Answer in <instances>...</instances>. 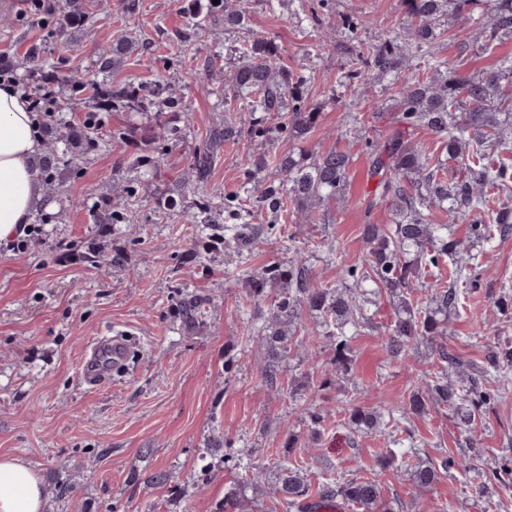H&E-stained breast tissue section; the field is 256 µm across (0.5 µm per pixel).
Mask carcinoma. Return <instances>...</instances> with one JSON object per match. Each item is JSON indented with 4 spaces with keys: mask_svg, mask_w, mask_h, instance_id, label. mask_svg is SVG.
<instances>
[{
    "mask_svg": "<svg viewBox=\"0 0 512 512\" xmlns=\"http://www.w3.org/2000/svg\"><path fill=\"white\" fill-rule=\"evenodd\" d=\"M472 2L400 0L408 28L380 44L360 49L353 77L367 81L379 74L410 68L416 54L434 39L439 16L449 11L462 17ZM188 15L196 27L218 22L226 31L245 21V10L230 0H218L216 4L213 0H190ZM484 34L488 46L502 35H512V0H495ZM133 46L131 41L112 44L99 57L96 75L72 79L70 90L75 96L94 99L96 113L120 110L144 115L149 121L139 128L143 138L170 140L179 129L163 123L161 116L175 108L172 100L160 97L149 86L111 88L97 79V75L120 65ZM277 56L278 46L265 36H258L239 49L224 104L237 101L262 116L247 126L227 121L223 129L213 134L204 150L193 158L198 182L207 181L212 162L226 141L251 143L271 139L275 134L301 139L315 125L317 112L305 98L306 78L277 67ZM48 66L50 63L38 49L22 62L28 76ZM396 97L394 133L383 140H364L371 159L370 177L376 180L368 211L383 206L390 198L395 210L390 224L363 225L366 254L362 266L344 269L341 283L336 286L313 282L310 269L303 263L273 265L266 273L249 279L250 300L256 304L270 301V316L260 330L276 356L290 349L294 328L307 311L319 318L317 335L331 343L336 370H345L351 362L352 332L368 320L366 299L360 298L357 291L371 281L401 298L386 341L392 356L399 357L409 344L425 340L437 345L438 358L447 367H460V362L442 346L448 334V310L457 304L456 288L435 289L424 308L414 305L410 295L424 287L429 271L442 264H450L457 278L467 282L477 266V257L448 237V225L430 223L431 208L448 205L456 221L469 225L470 234L479 241H489L497 233H512V206L495 205L497 195L512 189V139L505 138L508 124L500 119L503 114H512V61L478 75L464 76L430 53L396 89ZM58 128L55 143L63 144V149L59 154L51 150L44 156L45 180L49 183L54 180L53 162L59 160V155H70L67 163L72 164L85 148L99 145L98 127L90 123L78 130L60 122ZM420 129L433 132L441 140L448 158L466 172L464 178L448 182L440 177L437 162L412 143L411 135ZM349 164V154L336 150L310 156L290 153L272 162L251 154L247 159L248 177L261 172L264 177L249 196V203H235L233 216L239 220L254 213L276 217L288 200L306 209L336 200L346 193ZM123 220L124 213L112 209V199H106L97 222L120 224ZM189 223L200 225L203 233L224 235V228L211 220L210 204L204 197L190 215ZM228 241L243 251L259 243V234L251 225L243 224ZM206 304V298L186 294L176 304L178 318L186 328L193 329ZM497 398L498 394L484 389L476 378L470 379L467 389L461 391L446 377L434 376L426 381V390L409 400L408 411L421 414L430 405L453 408L460 424L470 426L479 410ZM348 418L362 431L386 426L381 413L361 407L349 410ZM458 465L460 462L452 458L439 468L419 461L409 468V478L416 487L427 489L441 478V470ZM274 493L291 512H309L311 498L322 502L342 499L359 512L385 510L380 485L368 478L328 481L314 487L299 471L286 467L279 474Z\"/></svg>",
    "mask_w": 512,
    "mask_h": 512,
    "instance_id": "cac0c4a2",
    "label": "carcinoma"
}]
</instances>
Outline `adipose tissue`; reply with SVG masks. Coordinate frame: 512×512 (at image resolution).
Returning <instances> with one entry per match:
<instances>
[{
    "instance_id": "obj_1",
    "label": "adipose tissue",
    "mask_w": 512,
    "mask_h": 512,
    "mask_svg": "<svg viewBox=\"0 0 512 512\" xmlns=\"http://www.w3.org/2000/svg\"><path fill=\"white\" fill-rule=\"evenodd\" d=\"M42 141L28 98L15 84L0 83V243L21 235L45 203ZM0 512H44L40 477L8 455H0Z\"/></svg>"
}]
</instances>
